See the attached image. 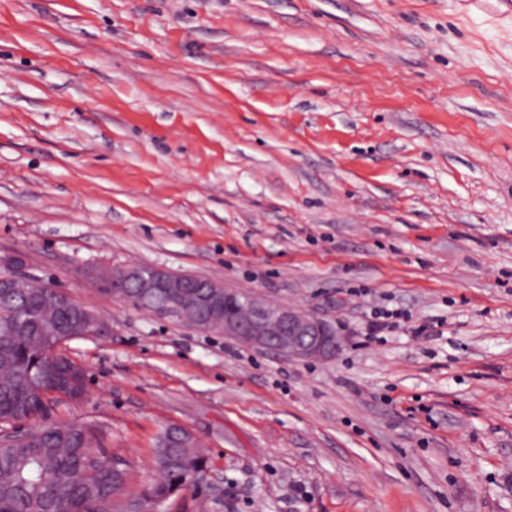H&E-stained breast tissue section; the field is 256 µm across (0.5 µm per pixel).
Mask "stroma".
I'll list each match as a JSON object with an SVG mask.
<instances>
[{"label": "stroma", "instance_id": "1", "mask_svg": "<svg viewBox=\"0 0 512 512\" xmlns=\"http://www.w3.org/2000/svg\"><path fill=\"white\" fill-rule=\"evenodd\" d=\"M112 326L68 343L95 420L207 512H512V14L497 0H0V253ZM305 309L306 362L158 319L94 268ZM409 315L385 339L369 313Z\"/></svg>", "mask_w": 512, "mask_h": 512}]
</instances>
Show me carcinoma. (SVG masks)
<instances>
[{"label": "carcinoma", "mask_w": 512, "mask_h": 512, "mask_svg": "<svg viewBox=\"0 0 512 512\" xmlns=\"http://www.w3.org/2000/svg\"><path fill=\"white\" fill-rule=\"evenodd\" d=\"M69 320L39 288L0 296V419L28 422L36 448L30 457L0 443V512H150L181 490L206 487L207 459L180 433L154 449L159 477L130 496V463L107 454L102 426L50 420L61 400L47 393L67 392L72 358L49 362L43 351L62 340L57 331Z\"/></svg>", "instance_id": "1"}]
</instances>
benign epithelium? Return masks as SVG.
Returning a JSON list of instances; mask_svg holds the SVG:
<instances>
[{
    "mask_svg": "<svg viewBox=\"0 0 512 512\" xmlns=\"http://www.w3.org/2000/svg\"><path fill=\"white\" fill-rule=\"evenodd\" d=\"M28 287L45 289L60 307L78 314L88 308L67 291L28 273L22 254H1L0 293ZM112 287L123 289L127 300L154 301L151 314L157 318L174 322L194 312L193 326L201 332L245 340L305 361H332L344 345L342 331L317 311L298 310L201 276L134 265L113 269Z\"/></svg>",
    "mask_w": 512,
    "mask_h": 512,
    "instance_id": "7a95c632",
    "label": "benign epithelium"
}]
</instances>
